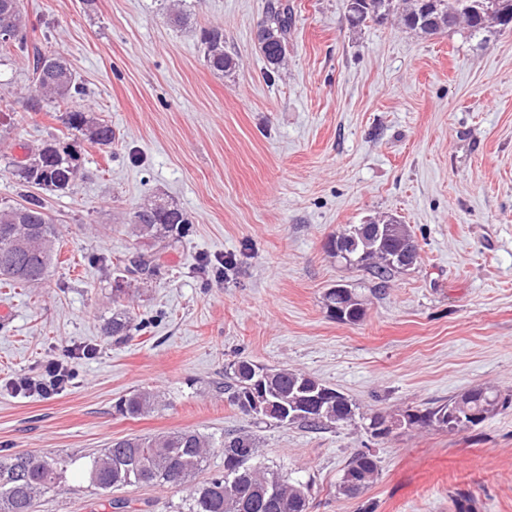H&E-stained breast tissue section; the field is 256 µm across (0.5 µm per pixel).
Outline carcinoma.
<instances>
[{"label": "carcinoma", "instance_id": "1", "mask_svg": "<svg viewBox=\"0 0 512 512\" xmlns=\"http://www.w3.org/2000/svg\"><path fill=\"white\" fill-rule=\"evenodd\" d=\"M6 15L13 35L0 40V66L15 62V51L23 54L32 71L34 91L57 106L65 107V125L80 132L86 141L101 150L112 149L115 136L112 124L94 113L71 106L83 94L67 58L59 52H44L33 43L36 27L24 12L21 0H0V15ZM383 22L396 18L406 28L425 35L466 25L470 38L488 41L501 31V21L512 23V0H369L364 11L349 19L354 28L369 17ZM292 25L290 5L277 0L268 5L265 21L258 32L259 49L266 62L278 68L286 57L288 33ZM201 44L207 65L214 71L230 73L234 59L224 53V30L201 29ZM34 159L10 161L14 175L27 187H35L57 196L70 192L79 170L78 155L61 138L49 140L36 149ZM130 223L135 235L152 247L157 242L176 243L188 232L191 221L187 213L169 200H153L132 213ZM362 235L349 241L353 249L344 261L369 270L385 279L403 268L406 251L403 236L392 238L390 250L383 254L365 249L363 240L372 229L362 224ZM58 240L57 225L42 200L30 195L23 204H0V279L20 286L46 282L51 276ZM115 299L107 328L114 336H124L131 328V312L120 300L123 283L115 280ZM330 316L340 322L356 324L365 315L359 297L346 296L330 288L324 295ZM224 390L238 408L253 383H264L266 398L289 405L298 387H314L322 382L305 373L288 368L259 365L240 359L230 365ZM159 393L138 390L122 401L121 412L138 418L161 405ZM505 400L490 387L478 386L436 406L408 409V427H432L450 433L470 428L468 415L478 414L487 420ZM356 416V405L345 396L328 398L318 411L296 416L288 424L310 430L337 423H348ZM213 448L224 454V473L203 476L208 455ZM259 448L249 434L206 436L194 430H177L158 435H130L112 441L102 453L89 456L85 464L90 482L103 491L146 485L184 484L188 489L176 512H310V500L297 492L298 480L269 471L260 461ZM67 461L45 455L32 460L24 456H0V512H37L41 498L59 479ZM379 474L374 455L356 453L347 462L338 494L357 497L373 484Z\"/></svg>", "mask_w": 512, "mask_h": 512}]
</instances>
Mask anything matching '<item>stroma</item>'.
I'll return each mask as SVG.
<instances>
[{
  "label": "stroma",
  "instance_id": "35a3bbf8",
  "mask_svg": "<svg viewBox=\"0 0 512 512\" xmlns=\"http://www.w3.org/2000/svg\"><path fill=\"white\" fill-rule=\"evenodd\" d=\"M270 0H22L42 49L63 53L111 122V152L66 130L36 99L26 66L0 69V203L27 189L4 158L67 134L81 154L73 189L41 197L60 253L49 280L0 286V455L52 454L69 466L39 512H113L83 456L130 435L247 432L269 469L310 482L312 512H512V30L489 42L396 22L351 28L347 0H288V64L257 44ZM224 30L236 68L213 71L200 30ZM172 198L191 231L159 269L126 274L123 301L144 330L105 333L117 258L142 251L131 214ZM407 224L419 259L380 282L336 258L331 237L367 218ZM343 284L366 303L342 323L324 305ZM316 377L358 407L321 430L248 416L223 389L239 359ZM71 376L45 397L17 386L49 362ZM475 386L507 406L448 433L401 427L375 438L367 416L423 409ZM165 397L130 418L138 389ZM371 451L379 474L349 499L343 469ZM187 491L122 490L134 512H170Z\"/></svg>",
  "mask_w": 512,
  "mask_h": 512
}]
</instances>
